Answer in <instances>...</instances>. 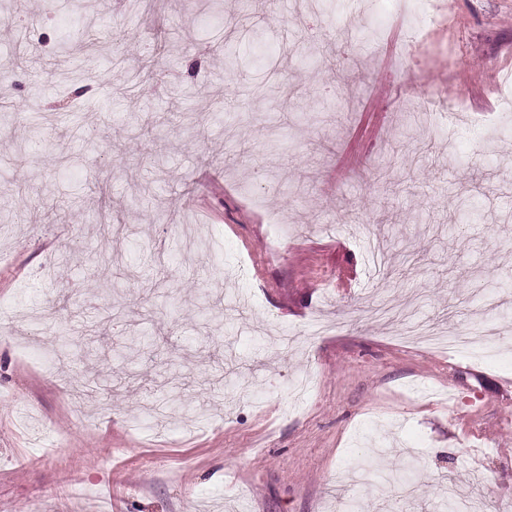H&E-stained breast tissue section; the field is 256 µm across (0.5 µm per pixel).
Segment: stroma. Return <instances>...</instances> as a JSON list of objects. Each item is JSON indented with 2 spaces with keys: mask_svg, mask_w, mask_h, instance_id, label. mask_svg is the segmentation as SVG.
I'll return each mask as SVG.
<instances>
[{
  "mask_svg": "<svg viewBox=\"0 0 512 512\" xmlns=\"http://www.w3.org/2000/svg\"><path fill=\"white\" fill-rule=\"evenodd\" d=\"M1 1L29 24L0 22V212L25 220L0 237V512H346L359 470L405 476L361 512L512 505V0H419L414 31L403 0ZM160 34L176 64L125 93L112 58ZM428 90L459 111L415 121ZM186 95L222 116L174 127ZM37 101L79 130L15 136ZM35 304L107 321L51 369ZM407 310L494 357L402 339Z\"/></svg>",
  "mask_w": 512,
  "mask_h": 512,
  "instance_id": "stroma-1",
  "label": "stroma"
}]
</instances>
